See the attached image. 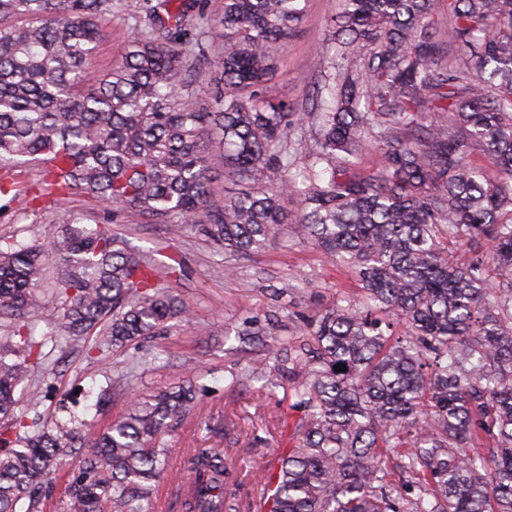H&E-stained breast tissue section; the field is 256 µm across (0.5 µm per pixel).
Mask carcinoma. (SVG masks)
I'll return each instance as SVG.
<instances>
[{
	"mask_svg": "<svg viewBox=\"0 0 512 512\" xmlns=\"http://www.w3.org/2000/svg\"><path fill=\"white\" fill-rule=\"evenodd\" d=\"M144 8L153 28L85 89L112 0H0V166L38 165L40 197L77 191L173 237L199 225L226 258L287 233L354 269L359 298L271 350L297 375L300 416L261 512H512V0H339L304 112L267 88L306 0H224L207 22L193 0ZM212 67L210 101L180 91ZM206 136L234 185L221 204ZM49 254L63 271L51 339L118 351L192 314L160 277L181 261L130 251L106 224L71 214L44 243L0 241V512H39L34 487L76 422L32 431L15 397L45 346L30 317ZM194 394L135 396L81 444L67 512H151L162 433ZM232 454L188 449L180 512H251Z\"/></svg>",
	"mask_w": 512,
	"mask_h": 512,
	"instance_id": "cac0c4a2",
	"label": "carcinoma"
}]
</instances>
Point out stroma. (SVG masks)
I'll use <instances>...</instances> for the list:
<instances>
[{
	"label": "stroma",
	"instance_id": "1",
	"mask_svg": "<svg viewBox=\"0 0 512 512\" xmlns=\"http://www.w3.org/2000/svg\"><path fill=\"white\" fill-rule=\"evenodd\" d=\"M143 0H115L116 9L108 37L100 44L88 70L96 81L116 63L130 35V15H142ZM336 0H307L297 35L277 53L278 75L269 92L297 110H304L308 93L317 80L322 59L317 49L328 35ZM22 178L23 193L0 208V239L43 240L51 225L67 212L83 214L89 221L111 225L113 233L157 259L178 255L183 270L174 284L191 306L193 317L166 328L163 335L143 340L125 352L109 348L87 350L83 344H61L50 349L42 363L29 365L16 397L29 422L49 425L61 419V404L75 411L80 425L77 437L92 438L127 410L133 395H148L184 384L195 377L203 385L190 413L170 428L164 439L172 447L169 468L187 469L185 451L204 448L217 439H238L237 462L242 495L259 499L264 484L255 473L256 461L277 463L279 449L292 443V427L279 428L277 416L288 413L283 400L289 394V376L273 372L264 346L239 343L237 328L249 320H278L270 326V341L304 336L324 310L360 292V284L346 265L327 261L318 251L287 245L276 238L261 251L239 257L233 273H225L224 260L200 227H187L171 237L163 225L144 223L131 210H116L82 194H73L61 206L32 212V199L41 192L40 170L0 169V182ZM295 293H286L287 285ZM161 348L167 359L150 362V349ZM271 369L274 394L243 380L232 383L241 369Z\"/></svg>",
	"mask_w": 512,
	"mask_h": 512
}]
</instances>
